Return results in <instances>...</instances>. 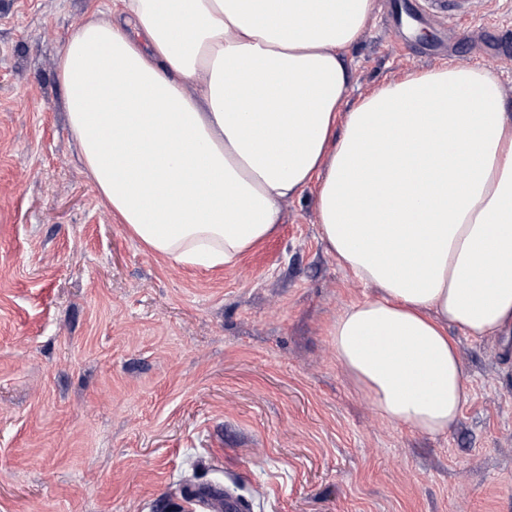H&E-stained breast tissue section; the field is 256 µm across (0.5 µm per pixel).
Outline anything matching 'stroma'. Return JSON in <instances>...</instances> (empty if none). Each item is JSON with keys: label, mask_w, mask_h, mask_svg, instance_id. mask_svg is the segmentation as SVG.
Segmentation results:
<instances>
[{"label": "stroma", "mask_w": 512, "mask_h": 512, "mask_svg": "<svg viewBox=\"0 0 512 512\" xmlns=\"http://www.w3.org/2000/svg\"><path fill=\"white\" fill-rule=\"evenodd\" d=\"M108 0H0V512H512V346L453 332L468 387L440 437L382 418L330 325L373 297L320 234L316 187L224 267L134 240L88 180L57 59ZM374 9L346 52L350 101L408 73L489 69L512 0L481 26Z\"/></svg>", "instance_id": "stroma-1"}]
</instances>
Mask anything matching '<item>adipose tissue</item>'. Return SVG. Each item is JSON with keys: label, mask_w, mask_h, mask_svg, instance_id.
Wrapping results in <instances>:
<instances>
[{"label": "adipose tissue", "mask_w": 512, "mask_h": 512, "mask_svg": "<svg viewBox=\"0 0 512 512\" xmlns=\"http://www.w3.org/2000/svg\"><path fill=\"white\" fill-rule=\"evenodd\" d=\"M58 62L69 127L113 215L203 269L269 238L317 184L328 250L374 297L329 329L395 424L439 436L467 384L448 336L512 338V116L488 72L440 67L348 104L373 0H119Z\"/></svg>", "instance_id": "adipose-tissue-1"}]
</instances>
